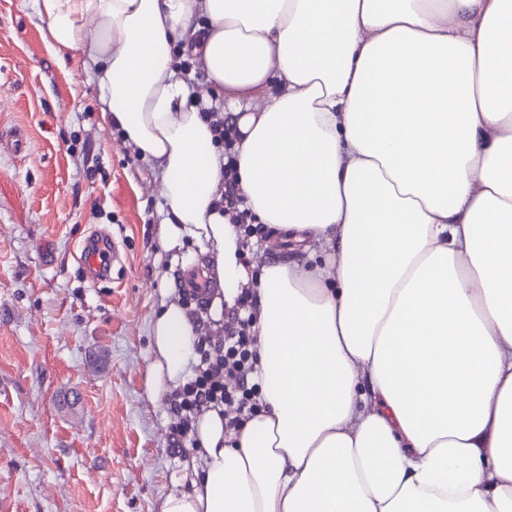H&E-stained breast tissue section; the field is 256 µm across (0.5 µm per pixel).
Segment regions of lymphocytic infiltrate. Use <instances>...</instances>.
I'll return each instance as SVG.
<instances>
[{
  "mask_svg": "<svg viewBox=\"0 0 512 512\" xmlns=\"http://www.w3.org/2000/svg\"><path fill=\"white\" fill-rule=\"evenodd\" d=\"M234 167L231 159L224 166L223 209L230 212L243 246L248 247L261 228L249 210L238 207ZM253 302L252 294L245 290L232 307L225 309L223 340L199 337L200 362L192 377L176 392L173 402L178 416L172 432L176 451L196 445L190 435L193 415L208 408L223 407L224 426L231 430L259 409L263 381L253 351L256 341Z\"/></svg>",
  "mask_w": 512,
  "mask_h": 512,
  "instance_id": "lymphocytic-infiltrate-1",
  "label": "lymphocytic infiltrate"
}]
</instances>
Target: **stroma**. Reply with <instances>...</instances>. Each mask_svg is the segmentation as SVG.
Wrapping results in <instances>:
<instances>
[{"label": "stroma", "instance_id": "1", "mask_svg": "<svg viewBox=\"0 0 512 512\" xmlns=\"http://www.w3.org/2000/svg\"><path fill=\"white\" fill-rule=\"evenodd\" d=\"M35 0H0V503L11 512H159L186 487L168 401L149 392L161 291L203 273L197 245L171 267L158 170L106 124L92 71L46 43ZM122 268L87 278L91 233Z\"/></svg>", "mask_w": 512, "mask_h": 512}]
</instances>
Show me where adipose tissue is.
<instances>
[{"mask_svg":"<svg viewBox=\"0 0 512 512\" xmlns=\"http://www.w3.org/2000/svg\"><path fill=\"white\" fill-rule=\"evenodd\" d=\"M36 7L158 167L165 250L207 256L206 313L161 294L153 394L256 294L263 407L231 431L216 409L193 419L191 488L160 512H512V0ZM179 40L234 118L245 207L323 263L240 262Z\"/></svg>","mask_w":512,"mask_h":512,"instance_id":"obj_1","label":"adipose tissue"}]
</instances>
